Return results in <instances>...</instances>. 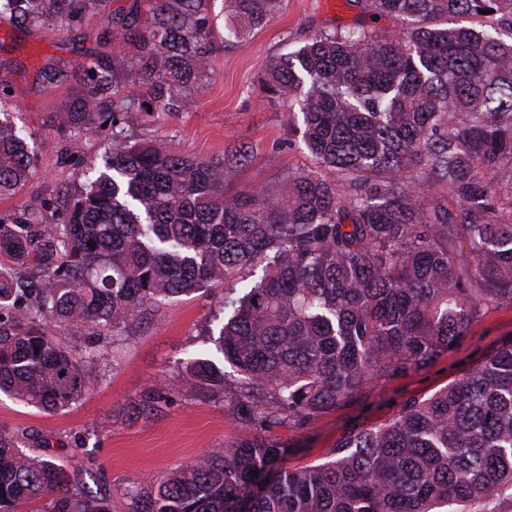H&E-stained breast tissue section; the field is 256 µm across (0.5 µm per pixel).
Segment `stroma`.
Listing matches in <instances>:
<instances>
[{
  "mask_svg": "<svg viewBox=\"0 0 512 512\" xmlns=\"http://www.w3.org/2000/svg\"><path fill=\"white\" fill-rule=\"evenodd\" d=\"M390 18L371 19L352 0H281L275 17L239 41L217 47L207 77L177 116L143 118L134 138L165 140L179 152L203 157L246 145V161L231 166L228 189H281L289 174L311 167L313 160L291 131L287 101L269 97L262 81L269 64L313 36L367 28L398 32ZM99 16L62 27L49 22L20 27L0 13V104L17 134L34 142L36 172L13 195L0 198V217L19 210L61 217L69 194L84 181L86 166H101L108 133L61 138L54 125L77 83L84 62L123 51L99 39ZM63 65L64 76L51 83L45 70ZM224 302L223 287L198 292L165 305L146 324L122 335H105L91 365L96 385L70 408L43 411L0 394V432L17 436L29 455L51 454L74 474L73 492L92 491L111 500L112 512H129L127 489L149 478L168 476L210 449L238 437L239 427L224 410L223 398L181 384L163 412L129 417L144 390L175 375L182 362L212 352L207 330ZM512 336V304L475 324L460 347L396 379L373 383L354 403L326 413L303 430L277 429L287 441L288 466L324 461L344 429L376 425L393 416L408 396L430 394L447 385L501 339Z\"/></svg>",
  "mask_w": 512,
  "mask_h": 512,
  "instance_id": "1",
  "label": "stroma"
}]
</instances>
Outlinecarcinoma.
<instances>
[{"mask_svg":"<svg viewBox=\"0 0 512 512\" xmlns=\"http://www.w3.org/2000/svg\"><path fill=\"white\" fill-rule=\"evenodd\" d=\"M281 0H229L245 28ZM401 33L334 31L277 57L263 89L297 101L291 125L315 167L286 186L228 191L224 156L129 134L172 117L215 50L209 0H149L104 23L130 47L95 60L58 113L65 136L112 129L60 224L0 221V393L58 412L95 385L86 363L175 297L224 285L222 360L194 358L174 383L224 392L244 433L145 487L130 512H441L512 489V338L395 415L354 425L329 458L289 468L275 427L304 429L375 380L451 352L512 304V0H357ZM107 0H0L18 25L85 17ZM37 167L0 118V196ZM86 337L75 352L41 322ZM229 365L232 372L224 370ZM146 390L135 414L169 403ZM63 466L0 433V512L50 495L46 512H112L71 492Z\"/></svg>","mask_w":512,"mask_h":512,"instance_id":"1","label":"carcinoma"}]
</instances>
